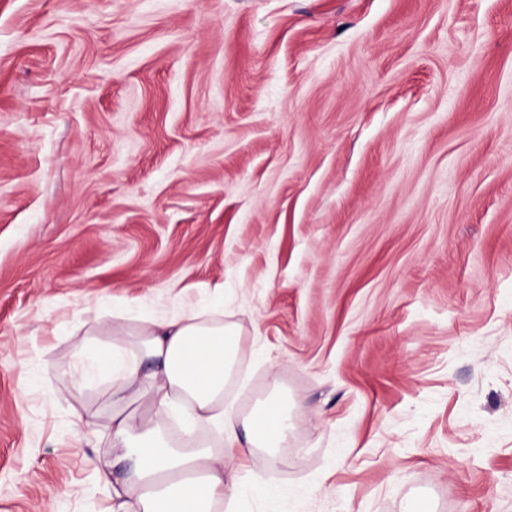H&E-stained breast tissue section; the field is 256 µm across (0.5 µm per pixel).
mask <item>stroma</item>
<instances>
[{"label":"stroma","mask_w":512,"mask_h":512,"mask_svg":"<svg viewBox=\"0 0 512 512\" xmlns=\"http://www.w3.org/2000/svg\"><path fill=\"white\" fill-rule=\"evenodd\" d=\"M219 304L290 512H512V0H0V512H109L99 325Z\"/></svg>","instance_id":"1"}]
</instances>
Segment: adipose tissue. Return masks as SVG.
<instances>
[{
    "mask_svg": "<svg viewBox=\"0 0 512 512\" xmlns=\"http://www.w3.org/2000/svg\"><path fill=\"white\" fill-rule=\"evenodd\" d=\"M115 339H132L139 354L114 347L97 355L99 370L112 378V452L96 471L108 479L115 461L120 477L118 512H224L225 502L254 491L273 502L290 497L287 488L251 485L235 472L249 449L276 455L288 440L292 413L279 394L234 427L224 408V388L233 377L241 346L236 324L204 320L182 312L169 318L122 314L106 327ZM183 421L182 445L165 435L169 420ZM224 435L226 453L198 444L195 425Z\"/></svg>",
    "mask_w": 512,
    "mask_h": 512,
    "instance_id": "obj_1",
    "label": "adipose tissue"
}]
</instances>
